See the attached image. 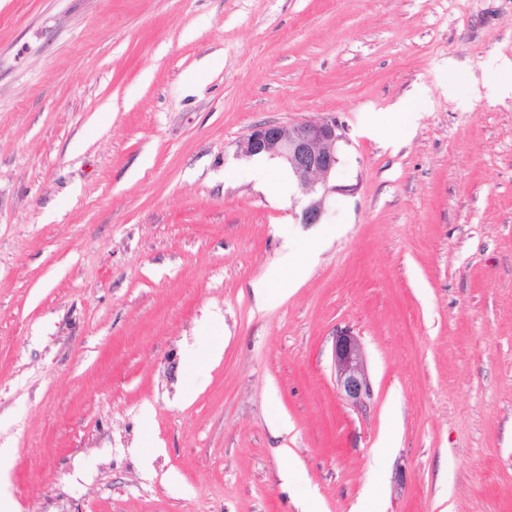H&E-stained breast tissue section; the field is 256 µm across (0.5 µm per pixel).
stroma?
Listing matches in <instances>:
<instances>
[{
    "label": "stroma",
    "instance_id": "obj_1",
    "mask_svg": "<svg viewBox=\"0 0 512 512\" xmlns=\"http://www.w3.org/2000/svg\"><path fill=\"white\" fill-rule=\"evenodd\" d=\"M497 58L512 0H0L11 512H512V95L473 92ZM330 118L306 224L236 144ZM277 264L302 277L265 307ZM286 278V271L282 266L270 268L263 283L254 288V293L260 303L276 304L282 300L285 294L284 288H276ZM333 363L342 397L354 406L364 404L371 395L365 358L357 336L348 328L336 333Z\"/></svg>",
    "mask_w": 512,
    "mask_h": 512
}]
</instances>
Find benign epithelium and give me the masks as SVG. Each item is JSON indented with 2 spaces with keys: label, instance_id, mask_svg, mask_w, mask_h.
I'll use <instances>...</instances> for the list:
<instances>
[{
  "label": "benign epithelium",
  "instance_id": "benign-epithelium-1",
  "mask_svg": "<svg viewBox=\"0 0 512 512\" xmlns=\"http://www.w3.org/2000/svg\"><path fill=\"white\" fill-rule=\"evenodd\" d=\"M343 139L336 120L283 125L263 122L253 126L237 142V155L245 158H277L310 191L303 223H319L326 196L334 190L329 181L336 169V144ZM336 385L342 397L354 406L371 395L365 358L359 340L350 329L336 333L333 348Z\"/></svg>",
  "mask_w": 512,
  "mask_h": 512
}]
</instances>
